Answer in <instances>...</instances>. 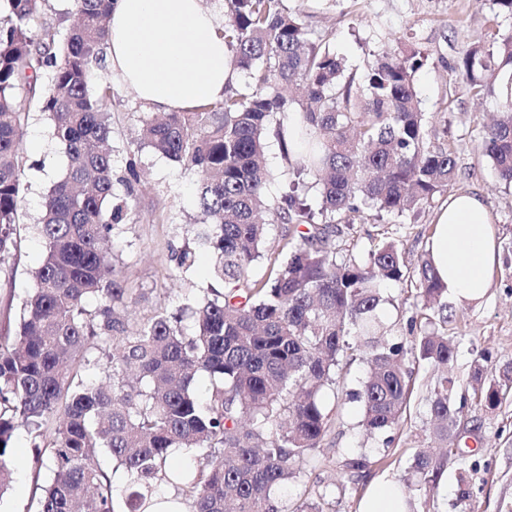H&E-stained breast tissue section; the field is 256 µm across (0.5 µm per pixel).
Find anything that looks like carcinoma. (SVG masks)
Here are the masks:
<instances>
[{
    "label": "carcinoma",
    "mask_w": 512,
    "mask_h": 512,
    "mask_svg": "<svg viewBox=\"0 0 512 512\" xmlns=\"http://www.w3.org/2000/svg\"><path fill=\"white\" fill-rule=\"evenodd\" d=\"M111 0H74L77 21L33 30L39 0H0V283L13 284L27 159L24 132L39 113L66 156L64 177L43 194L32 232L43 247L33 287L14 332L0 336V496L12 480L15 431L32 436L35 468L52 477L38 512H142L161 483L178 490L189 512H326V494L304 492L290 507L279 496L315 467L332 419L324 401L340 364L363 350L362 426L371 435L398 428L413 393L412 366L443 369L429 397L434 438L448 444L457 425L448 364V288L430 258L409 268L396 240L359 258H339V242L367 213L404 216L432 206L456 176L451 147L426 140L414 74L419 53L384 52L362 78L347 70L284 0H228L224 42L247 72L240 91L190 112L146 122L139 144L199 178L197 205L208 220L191 235L171 274L196 265L195 247L212 254L209 281L162 310L133 335L115 313L123 299L107 245L133 214L135 160L118 177L108 147L112 84L102 80ZM459 69L477 95L512 74V33L497 50H466ZM96 90H91L92 85ZM305 90L288 111L282 85ZM278 138L287 168L313 179L322 223L285 191L266 192L264 137ZM481 149L512 186V92L486 127ZM125 193L115 192V185ZM293 229L276 250L286 261L262 275L255 262L271 246L264 214ZM412 280L427 330L408 344L386 339L376 311L381 286ZM97 302L95 309L87 301ZM105 356L106 380L87 379ZM512 372L487 379L474 370L473 398L494 409ZM191 453L176 458V449ZM112 468L102 467L96 451ZM344 458L348 473L368 468ZM443 462L416 451L399 484L409 512L417 492L436 484Z\"/></svg>",
    "instance_id": "carcinoma-1"
}]
</instances>
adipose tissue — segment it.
<instances>
[{"label": "adipose tissue", "mask_w": 512, "mask_h": 512, "mask_svg": "<svg viewBox=\"0 0 512 512\" xmlns=\"http://www.w3.org/2000/svg\"><path fill=\"white\" fill-rule=\"evenodd\" d=\"M222 25L203 0H112L106 67L161 112L222 100L235 78ZM429 250L449 296L460 303L483 299L497 264L484 199L473 193L449 197Z\"/></svg>", "instance_id": "ef3b65f1"}]
</instances>
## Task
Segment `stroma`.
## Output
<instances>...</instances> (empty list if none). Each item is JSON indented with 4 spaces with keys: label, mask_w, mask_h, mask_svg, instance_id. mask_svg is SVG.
Masks as SVG:
<instances>
[{
    "label": "stroma",
    "mask_w": 512,
    "mask_h": 512,
    "mask_svg": "<svg viewBox=\"0 0 512 512\" xmlns=\"http://www.w3.org/2000/svg\"><path fill=\"white\" fill-rule=\"evenodd\" d=\"M285 4L301 12L309 28L326 38L357 74H364L368 64L387 49L410 45L425 57L414 83L421 109L430 116L428 143L453 147L457 177L448 195L438 197L434 207L382 223L366 220L353 226L347 242L355 256L379 240H397L406 264L413 267L427 253L437 214L447 205L449 194L477 193L485 199L499 263L479 304L448 303L455 343L448 372L466 400L444 471L424 499L427 512H512V393L494 409L467 397L476 364L487 363L488 377L496 378L512 363V187L497 180L490 159L479 149L484 125L497 113L500 101L488 93L475 95L457 69L468 48L495 51L498 38L512 32V18L495 16L490 0H285ZM154 115V109L131 88L113 80V166L124 171L133 159L141 169V180L134 187L133 217L111 247L130 312L124 320L130 333L157 309L175 308L186 294L199 288L209 260L208 252H201V263L189 276H168L175 265L171 249L184 243V226L198 213L197 177L138 146V129ZM22 150L29 163L23 201L26 221L18 227L16 284L0 288V318L7 309H19L33 285L30 272L42 258V247L27 220L36 215L46 188L65 171L64 153L53 143L51 129L41 116H34L27 127ZM383 296L380 319L393 325L395 341L410 342L414 334L409 323L416 315L413 284L407 280L386 283ZM364 371L365 364L359 359L337 373L340 402L317 452V466L299 485L285 491L289 501H296L303 488L312 486L326 493L333 512H359L363 498L376 484L401 482L416 450L427 446L432 436L428 396L437 369L424 363L415 366L411 406L404 423L390 436L370 438L359 426L360 403L345 398L346 392L359 388ZM353 452L365 453L372 466L361 476L350 478L342 473L340 463ZM31 459V438L25 430H18L13 438V482L0 497V512H37L35 489L50 473L36 470ZM464 482L469 485L465 498L460 495Z\"/></svg>",
    "instance_id": "1"
}]
</instances>
